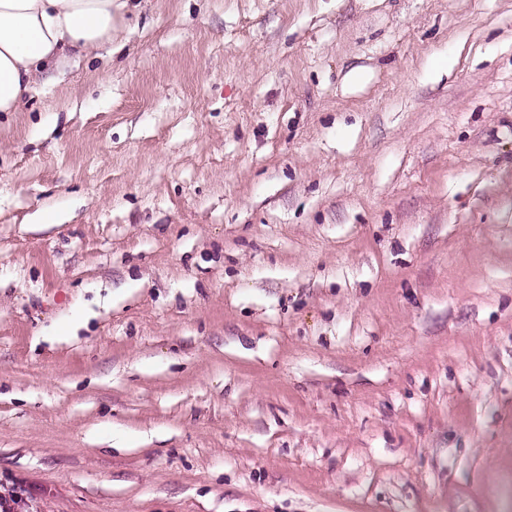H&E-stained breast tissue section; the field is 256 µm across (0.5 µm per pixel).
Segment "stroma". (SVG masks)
Masks as SVG:
<instances>
[{
  "label": "stroma",
  "mask_w": 512,
  "mask_h": 512,
  "mask_svg": "<svg viewBox=\"0 0 512 512\" xmlns=\"http://www.w3.org/2000/svg\"><path fill=\"white\" fill-rule=\"evenodd\" d=\"M23 512H512V0H139L0 112Z\"/></svg>",
  "instance_id": "1"
}]
</instances>
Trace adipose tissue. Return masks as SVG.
<instances>
[{"label": "adipose tissue", "mask_w": 512, "mask_h": 512, "mask_svg": "<svg viewBox=\"0 0 512 512\" xmlns=\"http://www.w3.org/2000/svg\"><path fill=\"white\" fill-rule=\"evenodd\" d=\"M130 0H0V112L21 111L39 72L112 38Z\"/></svg>", "instance_id": "obj_1"}]
</instances>
